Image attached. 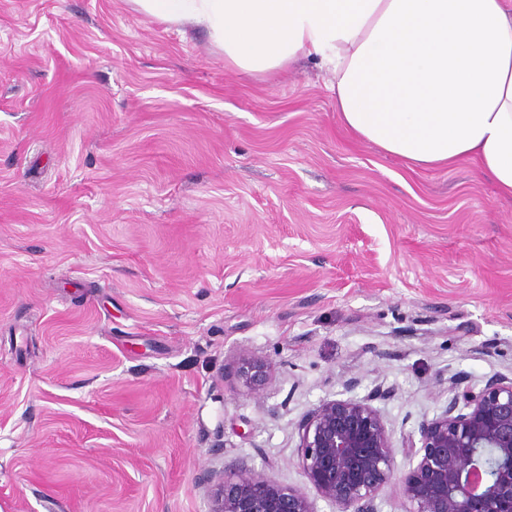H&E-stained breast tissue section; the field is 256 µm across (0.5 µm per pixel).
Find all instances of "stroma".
Instances as JSON below:
<instances>
[{
    "mask_svg": "<svg viewBox=\"0 0 512 512\" xmlns=\"http://www.w3.org/2000/svg\"><path fill=\"white\" fill-rule=\"evenodd\" d=\"M269 362L259 393L236 375ZM512 376V200L406 165L314 61L258 79L127 0H0V512H208L377 385L394 444Z\"/></svg>",
    "mask_w": 512,
    "mask_h": 512,
    "instance_id": "stroma-1",
    "label": "stroma"
}]
</instances>
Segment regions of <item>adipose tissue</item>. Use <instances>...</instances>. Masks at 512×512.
I'll return each mask as SVG.
<instances>
[{"label": "adipose tissue", "mask_w": 512, "mask_h": 512, "mask_svg": "<svg viewBox=\"0 0 512 512\" xmlns=\"http://www.w3.org/2000/svg\"><path fill=\"white\" fill-rule=\"evenodd\" d=\"M264 77L308 57L343 125L405 163L474 160L512 198V0H129Z\"/></svg>", "instance_id": "ef3b65f1"}]
</instances>
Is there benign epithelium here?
<instances>
[{"label":"benign epithelium","instance_id":"benign-epithelium-1","mask_svg":"<svg viewBox=\"0 0 512 512\" xmlns=\"http://www.w3.org/2000/svg\"><path fill=\"white\" fill-rule=\"evenodd\" d=\"M268 370L266 361L242 355L236 374L257 393ZM391 394L376 386L362 398L325 399L299 424L301 470L335 512H377L390 484L406 512H512V377L493 376L478 390L463 374L450 378L445 407L399 449L372 405ZM399 453L410 460L406 470L397 467ZM195 483L210 499L208 512H314L304 493L242 459L202 470Z\"/></svg>","mask_w":512,"mask_h":512}]
</instances>
